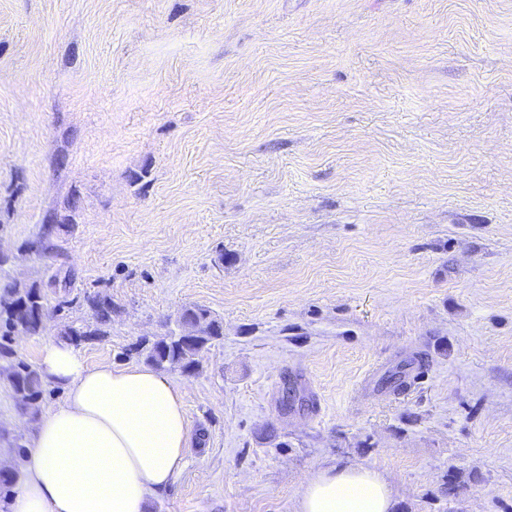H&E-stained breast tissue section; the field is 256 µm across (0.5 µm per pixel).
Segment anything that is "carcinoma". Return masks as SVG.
I'll return each instance as SVG.
<instances>
[{
  "instance_id": "carcinoma-1",
  "label": "carcinoma",
  "mask_w": 512,
  "mask_h": 512,
  "mask_svg": "<svg viewBox=\"0 0 512 512\" xmlns=\"http://www.w3.org/2000/svg\"><path fill=\"white\" fill-rule=\"evenodd\" d=\"M95 322L73 326L66 324L61 330L63 340L78 346L83 342L106 335L104 327L112 315V302L100 297H86ZM45 307V294L36 284L7 285L0 289V359L13 364L10 384L16 401L25 408L39 401L42 393V377L31 365L15 359L9 336L15 331L37 335L41 331L40 311ZM187 318H210V334L198 342H185L177 334L157 340H144L135 347V352L144 357L152 367L165 370L175 364L185 368L198 365L197 356L212 340L223 336V327L210 317L209 310L193 306L183 313Z\"/></svg>"
}]
</instances>
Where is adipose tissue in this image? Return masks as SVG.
<instances>
[{"mask_svg": "<svg viewBox=\"0 0 512 512\" xmlns=\"http://www.w3.org/2000/svg\"><path fill=\"white\" fill-rule=\"evenodd\" d=\"M41 377L66 393L35 426L7 512H145L185 466V392L150 367L87 364L71 344L44 345ZM387 477L361 464L318 471L296 512H393Z\"/></svg>", "mask_w": 512, "mask_h": 512, "instance_id": "obj_1", "label": "adipose tissue"}]
</instances>
